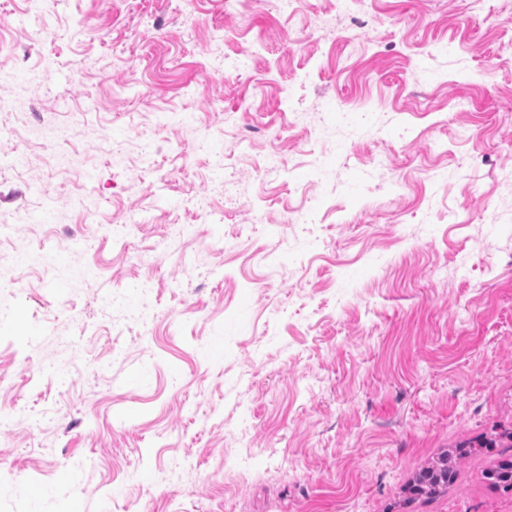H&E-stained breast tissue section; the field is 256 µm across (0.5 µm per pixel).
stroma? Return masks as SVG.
I'll list each match as a JSON object with an SVG mask.
<instances>
[{
  "instance_id": "35a3bbf8",
  "label": "stroma",
  "mask_w": 512,
  "mask_h": 512,
  "mask_svg": "<svg viewBox=\"0 0 512 512\" xmlns=\"http://www.w3.org/2000/svg\"><path fill=\"white\" fill-rule=\"evenodd\" d=\"M0 20V512H512L401 502L512 424V0ZM478 448H512V427L501 429L481 441H462L432 458L403 489L411 499L435 500L448 494V486L456 483L469 459L478 455Z\"/></svg>"
}]
</instances>
